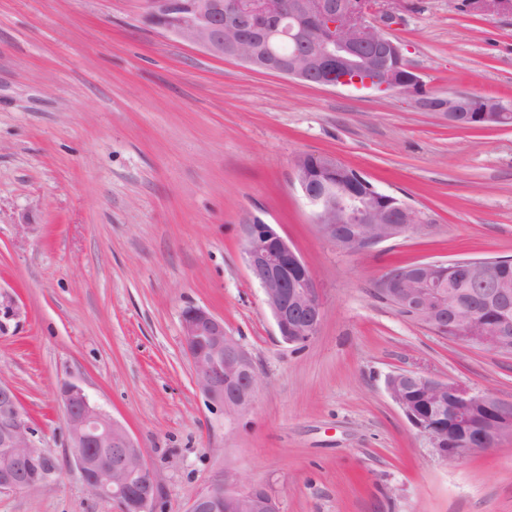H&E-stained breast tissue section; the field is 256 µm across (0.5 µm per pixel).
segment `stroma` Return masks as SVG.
I'll return each instance as SVG.
<instances>
[{
  "instance_id": "35a3bbf8",
  "label": "stroma",
  "mask_w": 512,
  "mask_h": 512,
  "mask_svg": "<svg viewBox=\"0 0 512 512\" xmlns=\"http://www.w3.org/2000/svg\"><path fill=\"white\" fill-rule=\"evenodd\" d=\"M379 19L427 87L512 105V16L401 0ZM328 154L425 223L361 253L324 240L295 180ZM248 213L280 225L319 284L317 335L285 344L241 259ZM512 257V126L460 129L403 99L217 58L144 20L142 0H0V335L50 484L0 512H120L72 464L64 384L124 424L187 512L215 477L280 512H512V439L436 458L391 398L402 371L512 400V355L432 332L374 293L400 262ZM223 318L261 374L231 420L195 384L181 314ZM22 311L15 296L0 288V333L7 327L11 321L19 322Z\"/></svg>"
}]
</instances>
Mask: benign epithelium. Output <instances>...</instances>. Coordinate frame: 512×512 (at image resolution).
Returning <instances> with one entry per match:
<instances>
[{
	"instance_id": "obj_1",
	"label": "benign epithelium",
	"mask_w": 512,
	"mask_h": 512,
	"mask_svg": "<svg viewBox=\"0 0 512 512\" xmlns=\"http://www.w3.org/2000/svg\"><path fill=\"white\" fill-rule=\"evenodd\" d=\"M146 20L162 31L202 48L214 57H231L250 68L321 87L371 89L395 95L413 108L469 128L503 126L512 107L493 98L460 92L444 96L428 91L407 60L403 45L384 34L375 22L379 0H188L183 11L174 0H143ZM471 13L512 15V0H463ZM253 24L268 38L289 26L297 47L282 55L260 45L250 33ZM299 188L312 209L320 235L348 253L362 252L406 235L422 223L419 213L400 198L368 187L366 194L336 192L332 175L344 165L325 158L328 188L309 186L301 163L295 164ZM243 260L251 279L261 288L279 335L288 344H304L317 335L323 319L318 282L279 225L250 214L241 224ZM462 276L489 286L485 294L497 313L485 317L482 306L460 313L447 300L433 271L440 261L417 262L390 270L378 288L398 308L450 339L469 342L512 355V296L497 287L499 258H463L448 261ZM22 311L15 296L0 288V332L19 321ZM182 336L198 389L225 414L248 411L260 385L253 359L224 327V320L201 307L182 312ZM418 387L446 390L448 401H438L424 416L412 405L397 402L409 423L423 436L439 459L456 463L477 452L493 451L512 437V400L482 393L483 412L471 403L476 391L408 371L400 374ZM61 402L74 465L95 495L120 504L122 512H150L157 486L142 448L110 414L91 403L83 389L67 384ZM53 470L49 459L33 443V430L14 387L0 381V492H27L48 485ZM224 503V512H278L277 502L259 484L233 487L213 480L191 502L187 512H204L212 503Z\"/></svg>"
}]
</instances>
